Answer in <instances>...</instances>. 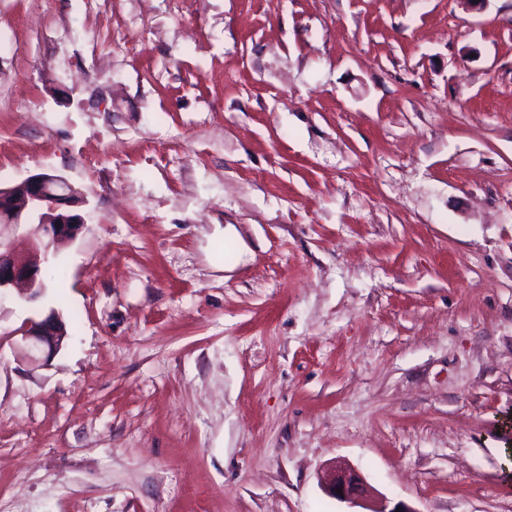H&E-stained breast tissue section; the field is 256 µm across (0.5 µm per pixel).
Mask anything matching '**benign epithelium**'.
<instances>
[{
  "label": "benign epithelium",
  "instance_id": "7a95c632",
  "mask_svg": "<svg viewBox=\"0 0 512 512\" xmlns=\"http://www.w3.org/2000/svg\"><path fill=\"white\" fill-rule=\"evenodd\" d=\"M81 192L64 177L48 172L30 175L10 186H0V227L25 228L15 239H0V291L21 288L26 300L34 302L45 290L42 270L49 255L66 242L73 241L85 224ZM30 360L37 355L51 357L63 345L66 327L55 312L40 320H30L18 330ZM326 491L340 502L366 506L373 488L355 468L335 463L321 476ZM342 493H337V490Z\"/></svg>",
  "mask_w": 512,
  "mask_h": 512
}]
</instances>
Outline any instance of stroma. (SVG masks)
Here are the masks:
<instances>
[{"label":"stroma","mask_w":512,"mask_h":512,"mask_svg":"<svg viewBox=\"0 0 512 512\" xmlns=\"http://www.w3.org/2000/svg\"><path fill=\"white\" fill-rule=\"evenodd\" d=\"M0 512H512V0H0ZM56 312L47 363L17 331ZM86 201L64 177L48 172L30 175L10 186H0V296L2 290L21 288L34 302L45 290L42 270L49 255L73 241L85 222L81 208ZM2 226L21 236L2 240ZM23 241L22 246L15 244ZM321 482L330 496L351 506H368L374 496L372 486L357 469L336 461L324 471ZM337 489L343 495L337 494Z\"/></svg>","instance_id":"1"}]
</instances>
